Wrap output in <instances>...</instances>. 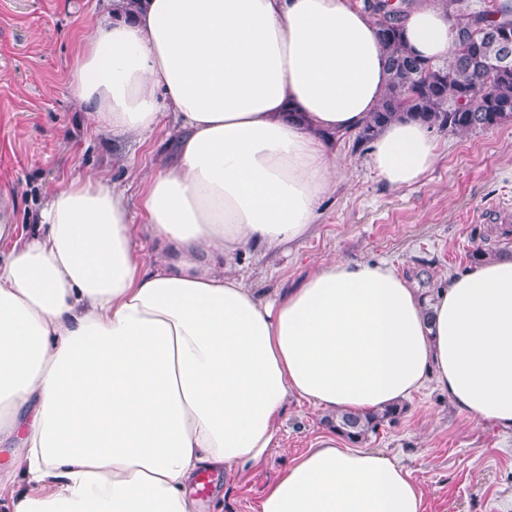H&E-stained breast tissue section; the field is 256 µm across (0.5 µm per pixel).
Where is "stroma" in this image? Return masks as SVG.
I'll return each instance as SVG.
<instances>
[{
	"instance_id": "35a3bbf8",
	"label": "stroma",
	"mask_w": 512,
	"mask_h": 512,
	"mask_svg": "<svg viewBox=\"0 0 512 512\" xmlns=\"http://www.w3.org/2000/svg\"><path fill=\"white\" fill-rule=\"evenodd\" d=\"M98 0H0V195L29 230L39 201L78 175L94 172L124 189L133 223L141 221V175L153 172L168 141L158 127L147 141L116 140L86 120L69 93L71 50ZM438 158L418 182L393 187L369 163V144L341 140L335 186L321 199L308 237L239 261L255 288L298 285L320 262L385 260L427 294L473 264L486 245L512 252L492 205L512 199V123L476 132L436 133ZM138 178L127 177V169ZM396 422L366 442L410 467L425 512H512V432L473 419L434 385L415 392ZM321 407L292 399L283 444L243 476H222L200 497V512H257L267 484L286 463L333 436Z\"/></svg>"
}]
</instances>
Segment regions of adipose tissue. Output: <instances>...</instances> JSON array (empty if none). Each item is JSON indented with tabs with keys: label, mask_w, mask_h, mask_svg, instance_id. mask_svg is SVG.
<instances>
[{
	"label": "adipose tissue",
	"mask_w": 512,
	"mask_h": 512,
	"mask_svg": "<svg viewBox=\"0 0 512 512\" xmlns=\"http://www.w3.org/2000/svg\"><path fill=\"white\" fill-rule=\"evenodd\" d=\"M422 59L455 37L440 0L401 21ZM388 71L357 0H106L69 76L88 120L127 140L171 115L143 176V223L93 174L18 234L0 201V453L11 512H198L201 470L243 473L281 445L291 399L364 413L434 384L512 431V254L433 296L383 261L335 258L267 296L235 265L313 230L336 179L330 136L358 130ZM397 119L370 164L394 187L436 162ZM411 473L333 439L292 459L258 512H424Z\"/></svg>",
	"instance_id": "ef3b65f1"
}]
</instances>
